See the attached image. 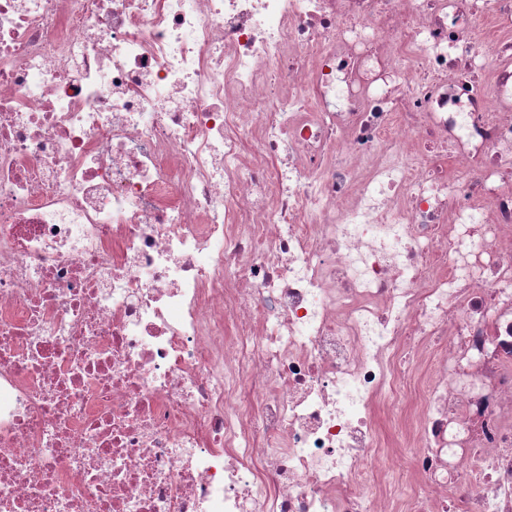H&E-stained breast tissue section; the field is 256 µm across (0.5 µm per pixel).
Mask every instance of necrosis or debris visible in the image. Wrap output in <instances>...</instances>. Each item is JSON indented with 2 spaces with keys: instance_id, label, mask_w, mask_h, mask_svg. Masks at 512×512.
<instances>
[{
  "instance_id": "4bbe7bcc",
  "label": "necrosis or debris",
  "mask_w": 512,
  "mask_h": 512,
  "mask_svg": "<svg viewBox=\"0 0 512 512\" xmlns=\"http://www.w3.org/2000/svg\"><path fill=\"white\" fill-rule=\"evenodd\" d=\"M0 512H512V0H0Z\"/></svg>"
}]
</instances>
